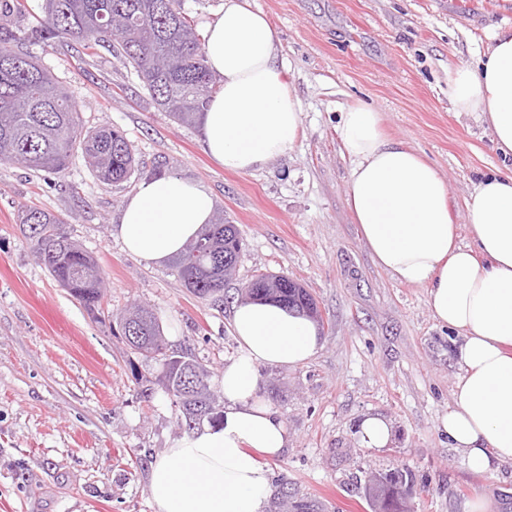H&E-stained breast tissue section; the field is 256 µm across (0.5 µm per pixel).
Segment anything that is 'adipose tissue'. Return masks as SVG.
<instances>
[{
    "instance_id": "1",
    "label": "adipose tissue",
    "mask_w": 512,
    "mask_h": 512,
    "mask_svg": "<svg viewBox=\"0 0 512 512\" xmlns=\"http://www.w3.org/2000/svg\"><path fill=\"white\" fill-rule=\"evenodd\" d=\"M476 65L448 75L455 111L476 112L498 151L512 154V27H498ZM279 32L251 0H224L208 23L204 51L221 80L204 115V146L225 170L252 173L298 139L301 108L277 62ZM351 161L347 206L376 265L396 281L428 289L432 317L458 334L460 374L440 428L468 467L512 465V175L490 176L467 204L471 244L459 240L439 170L385 137L378 112L341 113ZM211 193L173 175L145 178L123 203L118 235L133 256L162 264L209 223ZM238 354L218 382L219 424L174 441L151 466L155 512H265L272 493L265 462L288 445L284 419L258 396L260 366L296 367L323 347L317 324L272 302L234 308Z\"/></svg>"
}]
</instances>
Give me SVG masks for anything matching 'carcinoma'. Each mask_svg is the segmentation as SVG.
<instances>
[{
	"label": "carcinoma",
	"mask_w": 512,
	"mask_h": 512,
	"mask_svg": "<svg viewBox=\"0 0 512 512\" xmlns=\"http://www.w3.org/2000/svg\"><path fill=\"white\" fill-rule=\"evenodd\" d=\"M45 19L25 31L11 22L22 13L20 0H0V161L26 156V168L64 175L81 155L93 177L104 184H120L137 170L133 145L120 130L109 126L84 128L81 107L50 71L18 44L67 39L88 46L112 43V17L124 20L126 36L118 43L122 56L138 73L158 109L179 125L201 121L216 78L210 71L200 39L179 0H44ZM37 262L72 297L89 310L101 299L104 271L91 252L72 238L66 225L38 208L21 211ZM242 241L224 212L213 215L198 237L190 240L175 266L185 288L199 298L224 290L235 274ZM277 301L306 311L315 304L300 283L282 275ZM122 333L146 336L148 343L128 345L145 350V357L164 360L162 384L180 403L187 424L212 418L218 397L210 371L193 355L166 354L161 328L153 311L134 305L121 316ZM375 474L364 480L368 503L380 502L381 512H407L394 495L381 497L372 486ZM276 512H322V505L282 488L274 501Z\"/></svg>",
	"instance_id": "carcinoma-1"
}]
</instances>
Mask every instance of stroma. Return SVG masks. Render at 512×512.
<instances>
[{
    "mask_svg": "<svg viewBox=\"0 0 512 512\" xmlns=\"http://www.w3.org/2000/svg\"><path fill=\"white\" fill-rule=\"evenodd\" d=\"M280 33L277 60L299 100L302 133L260 171H224L200 127L160 112L119 52L66 39L25 44L83 106L87 128H118L142 167L104 185L74 158L66 176L0 162V512H153V462L186 431L147 360L112 331L113 314L149 305L167 352H191L213 375L237 354L232 309L259 274L302 283L322 313L323 347L295 368L261 367L260 395L284 418L288 446L267 467L326 512H371L356 482L410 470V512H467L480 493L512 512V465L470 471L439 422L454 404L453 332L427 290L399 283L372 259L347 207L351 164L336 132L341 112H380L390 139L412 146L444 177L459 239L469 243L474 184L512 173L489 128L453 111L448 72L476 63L495 27L512 25V0H253ZM205 186L244 241L223 292L198 298L173 262L129 255L121 208L157 172ZM57 215L106 274L87 310L33 260L23 208ZM367 416L391 426L386 447H365Z\"/></svg>",
    "mask_w": 512,
    "mask_h": 512,
    "instance_id": "35a3bbf8",
    "label": "stroma"
}]
</instances>
